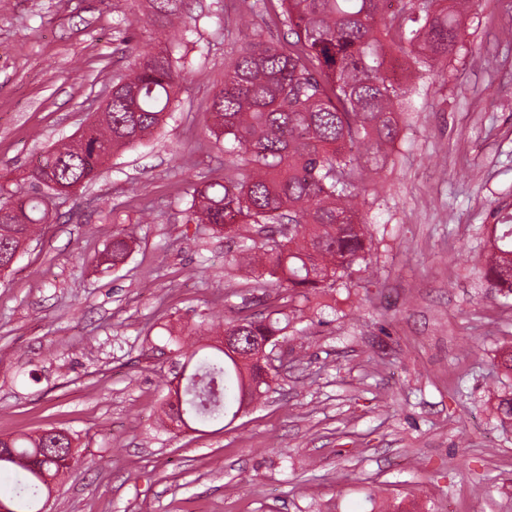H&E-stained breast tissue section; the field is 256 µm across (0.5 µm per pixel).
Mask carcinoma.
<instances>
[{
    "label": "carcinoma",
    "instance_id": "obj_1",
    "mask_svg": "<svg viewBox=\"0 0 512 512\" xmlns=\"http://www.w3.org/2000/svg\"><path fill=\"white\" fill-rule=\"evenodd\" d=\"M284 22L295 39L253 41L224 70V86L212 112L218 130L242 152L226 168L224 183L194 189L189 220L224 230L239 239L238 265L254 273L255 288H272L278 302L260 313L212 325L222 335H247L275 348L293 321L302 318L309 296L344 284L370 251L367 224L358 197L377 184L388 147L400 134V112L413 89L383 73L387 52L398 49L421 72L433 71L454 54L462 37L454 0H416L410 12L389 15L384 0H280ZM151 25L171 27L182 0H148ZM181 75L163 48L112 85V109L96 113V157L75 154L74 142L49 150L24 177L23 195L0 200V272L42 224L49 212L42 200L49 183L88 184L120 148L151 137L160 128ZM130 253L119 232L103 256L117 266ZM484 277L503 297L512 295V224L495 229L484 261ZM197 331L168 330L167 345L181 368L183 386L167 388L165 415L177 396L188 429L222 427L241 409L245 378L260 366L236 361L217 345H200ZM75 438L48 429L7 438L19 458L39 464L35 472L14 462L10 495L0 502L10 512H43L47 482L78 468L79 458L46 457L48 448H69Z\"/></svg>",
    "mask_w": 512,
    "mask_h": 512
}]
</instances>
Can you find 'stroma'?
I'll use <instances>...</instances> for the list:
<instances>
[{"instance_id": "35a3bbf8", "label": "stroma", "mask_w": 512, "mask_h": 512, "mask_svg": "<svg viewBox=\"0 0 512 512\" xmlns=\"http://www.w3.org/2000/svg\"><path fill=\"white\" fill-rule=\"evenodd\" d=\"M187 0L155 36L145 0H0V187L79 134L146 45L182 79L162 127L53 202L50 224L0 276V436L56 427L81 468L47 512H512V297L483 278L512 224V0H469L460 49L417 77L377 185L361 194L371 261L311 298L265 403L217 433L171 430L167 329L262 310L236 243L188 221L193 190L234 157L214 134L224 69L282 39L276 0ZM133 240L115 268L98 259Z\"/></svg>"}]
</instances>
